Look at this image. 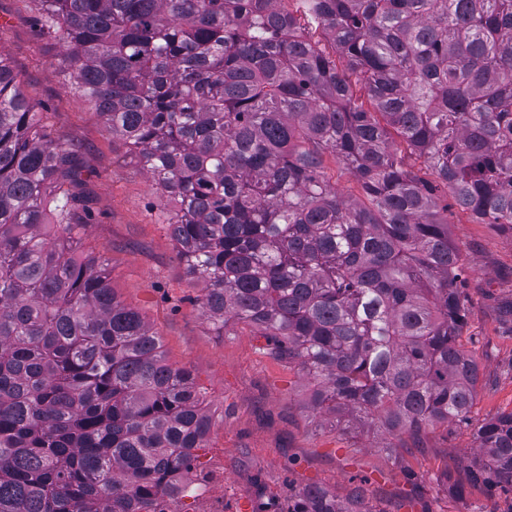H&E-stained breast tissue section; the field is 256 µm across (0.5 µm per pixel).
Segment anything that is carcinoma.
<instances>
[{"mask_svg": "<svg viewBox=\"0 0 512 512\" xmlns=\"http://www.w3.org/2000/svg\"><path fill=\"white\" fill-rule=\"evenodd\" d=\"M37 2L70 89L167 197L202 315L262 330L342 432L475 425L472 479L512 494V412L474 423L463 255L434 198L512 232V0ZM80 156L0 49V512H161L195 492L211 418L79 251ZM367 483L341 504L309 482L288 512H386Z\"/></svg>", "mask_w": 512, "mask_h": 512, "instance_id": "obj_1", "label": "carcinoma"}]
</instances>
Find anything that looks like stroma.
<instances>
[{
  "label": "stroma",
  "instance_id": "stroma-1",
  "mask_svg": "<svg viewBox=\"0 0 512 512\" xmlns=\"http://www.w3.org/2000/svg\"><path fill=\"white\" fill-rule=\"evenodd\" d=\"M38 16L36 0H0V47L54 135L84 147L82 190L92 222L82 249L106 260L121 299L153 325L169 364L193 370L211 404L208 446L195 468L206 492L185 498L181 512H204L210 496L223 502V512H252L261 490L286 512L289 483L311 479L343 500L357 474L370 476L366 498L385 512H512V496L469 479L473 427L440 426L422 447L408 439L394 451L389 437L368 425L339 434L309 409L313 383L270 356L260 331L231 323L220 332L200 315V288L184 276L163 223L165 199L92 106L70 93L63 43L39 33ZM436 196L463 253L462 342L480 368L474 417L488 420L512 411V234L476 223L445 190ZM450 477L457 488L448 487ZM406 494L413 505L396 508Z\"/></svg>",
  "mask_w": 512,
  "mask_h": 512
}]
</instances>
